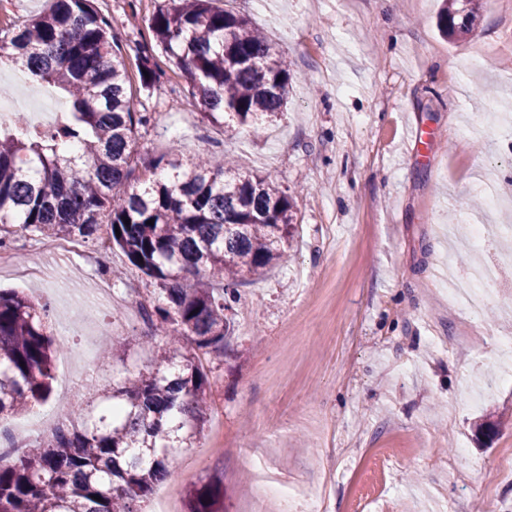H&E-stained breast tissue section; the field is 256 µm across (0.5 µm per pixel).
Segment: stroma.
I'll list each match as a JSON object with an SVG mask.
<instances>
[{
  "label": "stroma",
  "instance_id": "1",
  "mask_svg": "<svg viewBox=\"0 0 512 512\" xmlns=\"http://www.w3.org/2000/svg\"><path fill=\"white\" fill-rule=\"evenodd\" d=\"M165 0H95L112 22L126 62L147 55L161 78L133 90L154 120L136 136L140 153L187 159L209 152L246 158L295 190L297 228L288 265L240 288L222 358L207 362L212 412L190 469L174 467L179 494L209 475L224 478V512H251L243 465L289 482H327V512H490L512 503V300L495 293L494 318L455 303L475 255L459 234L471 224H510L512 208L487 209L483 191L512 199V0H483L472 33L450 41L436 28L441 0H227L292 63L286 112L230 134L204 120L148 20ZM473 206L461 207L463 198ZM43 238L17 233L21 259L0 272L14 289L68 306L67 292L31 281ZM453 271H446L448 252ZM71 285L108 281L144 300L151 287L119 251L68 261ZM133 337L125 359L99 354L100 336L67 331L53 395L11 416L29 432L58 418L64 377L82 352L92 366L70 404L97 410L113 387L154 367L161 339L120 312L97 313ZM495 422L484 436L476 425ZM223 433L226 449L210 443ZM386 453L384 473L369 465ZM377 485L368 502L358 484Z\"/></svg>",
  "mask_w": 512,
  "mask_h": 512
}]
</instances>
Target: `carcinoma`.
I'll use <instances>...</instances> for the list:
<instances>
[{"instance_id": "carcinoma-1", "label": "carcinoma", "mask_w": 512, "mask_h": 512, "mask_svg": "<svg viewBox=\"0 0 512 512\" xmlns=\"http://www.w3.org/2000/svg\"><path fill=\"white\" fill-rule=\"evenodd\" d=\"M479 10L480 0H444L438 28L464 39ZM149 29L173 52L209 123L232 132L284 112L294 73L247 18L214 0H168ZM110 30L93 0H53L48 12L0 28V62L71 103L48 133L19 116L0 125V248L17 230L85 243L107 235L155 285L145 312L168 350L81 427L66 424L0 463V512H142L209 419L203 360L224 356L239 286L288 262L294 239L295 192L244 162L136 152L138 129L154 117L138 108ZM48 318L46 304L0 289V417L51 395L66 343L48 331ZM188 512H224L220 476L193 487Z\"/></svg>"}]
</instances>
